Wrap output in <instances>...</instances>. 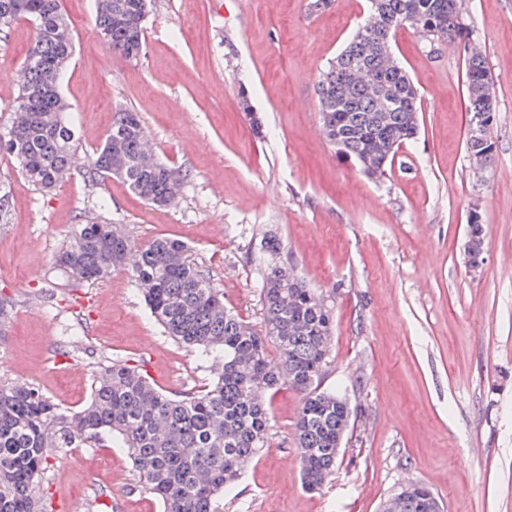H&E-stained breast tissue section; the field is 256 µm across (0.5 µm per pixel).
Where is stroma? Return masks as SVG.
<instances>
[{"instance_id":"1","label":"stroma","mask_w":512,"mask_h":512,"mask_svg":"<svg viewBox=\"0 0 512 512\" xmlns=\"http://www.w3.org/2000/svg\"><path fill=\"white\" fill-rule=\"evenodd\" d=\"M310 2L151 0L143 51L127 60L103 46L95 0H63L75 48L62 93L84 154L44 192L0 152V294L15 303L0 376L72 409L105 359L142 364L169 394L202 389L208 363L167 336L127 274L67 287L58 250L88 222L126 225L143 245L179 238L225 306L259 329L261 244L274 235L334 302L322 386L342 391L354 413L334 474L313 492L295 439L301 396L274 394L267 446L225 494L223 512H381L415 481L445 512H512V0H462L467 35L449 44L399 30L393 51L419 91V128L380 178L325 139L317 93L366 0L320 10ZM35 38L26 20L0 33V128ZM476 52L495 96L493 160L483 170L466 152L464 75ZM124 108L140 113L156 154L182 172L177 204L154 207L119 180L90 178L88 157ZM474 211L487 226L476 270L464 253ZM63 454L69 469L50 466L40 485L53 512L112 503L163 512L126 449L109 442Z\"/></svg>"}]
</instances>
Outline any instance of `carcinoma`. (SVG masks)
<instances>
[{
	"instance_id": "carcinoma-1",
	"label": "carcinoma",
	"mask_w": 512,
	"mask_h": 512,
	"mask_svg": "<svg viewBox=\"0 0 512 512\" xmlns=\"http://www.w3.org/2000/svg\"><path fill=\"white\" fill-rule=\"evenodd\" d=\"M148 0H101L96 25L106 48L124 58L143 50L140 14ZM35 24L37 37L24 61L25 81L0 146L33 186L50 190L70 174L80 143L70 107L53 82L74 52L61 0H0V31L16 21ZM419 33L438 25L447 40L461 36L460 0H368L362 27L393 41L398 29ZM469 120L495 112L493 79L485 59L473 54L465 68ZM324 137L381 177L399 148L418 132V92L384 44L358 38L329 62L317 84ZM147 131L139 113H114L104 144L93 153V176L117 178L158 207L176 202L181 175L147 156ZM472 166L492 161L491 139L467 140ZM472 253L484 252L485 225L467 224ZM262 250L263 329L256 330L224 306V293L178 238L158 236L139 246L115 224H78L56 265L72 287L130 274L152 316L168 336L208 359L207 388L171 397L136 365L114 360L98 367L90 398L63 410L32 384L0 380V512H46L38 496L42 475L58 448L102 445L127 449L143 486L163 512H221L224 493L264 447L268 397L283 384L302 394L295 436L302 480L320 489L335 471L351 419L348 399L321 389L332 347V307L282 260L285 246L269 235ZM278 350L270 356L268 345ZM400 512H441L424 483L404 489Z\"/></svg>"
}]
</instances>
